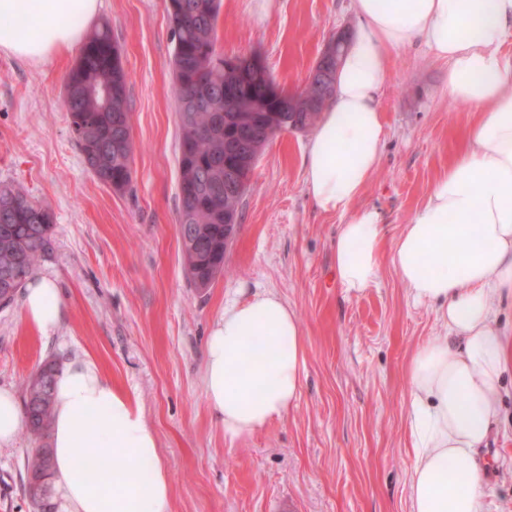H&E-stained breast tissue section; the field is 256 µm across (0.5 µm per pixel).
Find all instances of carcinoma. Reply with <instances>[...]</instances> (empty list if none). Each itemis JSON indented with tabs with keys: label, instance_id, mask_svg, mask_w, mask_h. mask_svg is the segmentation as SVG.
I'll use <instances>...</instances> for the list:
<instances>
[{
	"label": "carcinoma",
	"instance_id": "carcinoma-1",
	"mask_svg": "<svg viewBox=\"0 0 512 512\" xmlns=\"http://www.w3.org/2000/svg\"><path fill=\"white\" fill-rule=\"evenodd\" d=\"M167 8L172 39L173 74L179 119V140L193 139L190 156L178 157L179 182L196 188L193 201L180 200L178 212L182 258L191 283L207 288L224 273V231L235 234L241 221L242 197L224 192V169L211 161L224 160V130L210 127L212 112L224 107V96L235 100V111L227 113L232 126L248 131L259 149L269 143L265 129L280 124L284 111L263 103L262 88L274 77L268 67L248 89L237 86L234 70L224 69V57L210 67L199 65L198 57L216 50L217 21L221 0L204 15L194 14L197 0H174ZM112 90L109 102L95 94L99 86ZM128 74L121 53L112 39L108 23L87 37L75 67L65 80L64 106L84 163L96 170L99 181L115 192H123L132 182V157L114 127V118L129 112ZM230 227L224 228V218ZM53 246V214L32 202L19 189L0 186V305H9L33 275L38 261ZM58 365L45 361L24 383V418L28 432L43 438L49 434L53 414V391ZM50 448L30 450L27 458V494L36 505L46 507L53 461H45Z\"/></svg>",
	"mask_w": 512,
	"mask_h": 512
}]
</instances>
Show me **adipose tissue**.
<instances>
[{
    "mask_svg": "<svg viewBox=\"0 0 512 512\" xmlns=\"http://www.w3.org/2000/svg\"><path fill=\"white\" fill-rule=\"evenodd\" d=\"M98 0H0V53L41 63L78 44ZM359 20L304 156L321 211L346 216L334 248L348 293L371 288L391 253L414 302L441 336L407 364L409 512H483L475 455L500 413L512 335L494 300L512 298V0H354ZM419 45L448 64V92L474 115L464 148L409 224L386 241L380 214L353 210L378 168L379 98L391 51ZM22 317L42 332L61 318L54 282L24 290ZM297 315L272 293L225 305L205 341L204 395L226 437L252 435L298 400L306 371ZM50 446L61 512H172L171 484L137 400L85 357L56 377Z\"/></svg>",
    "mask_w": 512,
    "mask_h": 512,
    "instance_id": "obj_1",
    "label": "adipose tissue"
}]
</instances>
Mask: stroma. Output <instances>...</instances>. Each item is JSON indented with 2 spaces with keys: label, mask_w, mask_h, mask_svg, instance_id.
I'll return each mask as SVG.
<instances>
[{
  "label": "stroma",
  "mask_w": 512,
  "mask_h": 512,
  "mask_svg": "<svg viewBox=\"0 0 512 512\" xmlns=\"http://www.w3.org/2000/svg\"><path fill=\"white\" fill-rule=\"evenodd\" d=\"M129 76L132 185L118 193L85 166L63 106L81 49L34 64L0 53V185L54 215L52 251L35 274L53 280L63 316L41 332L22 302L0 306V387L22 393L48 359L94 360L132 393L154 428L171 480L172 512H409L406 366L440 332L412 301L391 260L358 295L336 279L344 216L311 201L303 155L311 131H288L261 153L242 201L224 273L197 288L178 232L179 128L168 0H98ZM352 0H222L217 48L261 54L280 88L301 87L328 39L355 29ZM379 168L357 200L394 238L459 150L472 107L448 95V66L413 47L392 51L380 95ZM278 295L297 314L306 376L297 403L256 433L230 440L203 390V346L226 303ZM502 415L477 462L485 512H512V370ZM20 432L0 447V512H42L25 490Z\"/></svg>",
  "instance_id": "35a3bbf8"
}]
</instances>
